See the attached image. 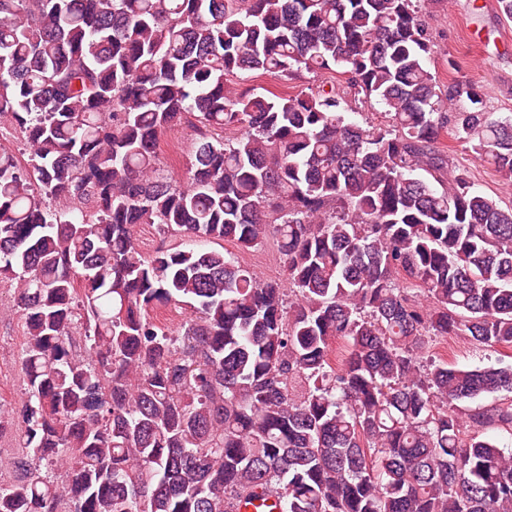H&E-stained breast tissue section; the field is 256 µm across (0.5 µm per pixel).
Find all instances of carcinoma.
<instances>
[{
	"label": "carcinoma",
	"instance_id": "cac0c4a2",
	"mask_svg": "<svg viewBox=\"0 0 512 512\" xmlns=\"http://www.w3.org/2000/svg\"><path fill=\"white\" fill-rule=\"evenodd\" d=\"M419 0H0V280L17 283L26 398L0 512H512V209L451 174L448 129L512 181V116L441 90ZM335 72L384 105L348 121ZM467 99L468 108L448 111ZM188 181L158 167L188 118ZM237 131L232 139L226 130ZM175 242L144 256L136 228ZM276 236L287 284L235 258ZM190 305L176 332L157 308ZM342 343L339 365L333 343ZM336 78H332V74H313L304 71L300 78L288 79L285 77H279L274 75H259V72L243 71L237 72L233 77H229L231 82L240 90L254 88L256 92H264L260 88H264L269 91L276 93L286 92L296 93L306 87H315L319 85L321 81H336V90L343 97L344 102L342 106L344 112H347L349 118L352 121L358 122L363 125L365 120L374 121L380 120L377 112H383L384 108L377 101H366L362 99V96H354L353 90L350 91L347 88L345 79L337 74ZM6 148L21 163L26 164L29 152L18 134L8 123L0 124V147ZM436 360L458 367L502 366L512 363V346L476 347L467 336H454L447 342L437 344Z\"/></svg>",
	"mask_w": 512,
	"mask_h": 512
}]
</instances>
